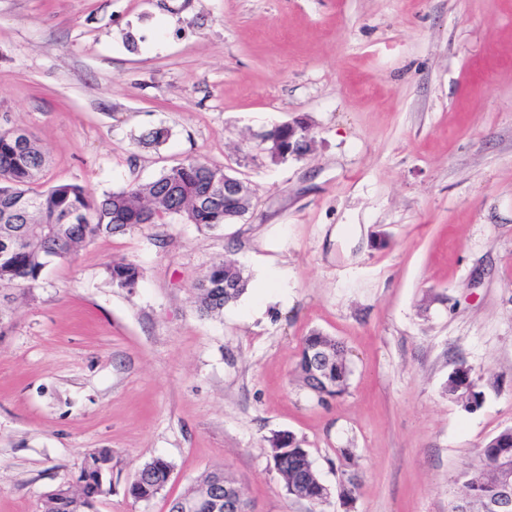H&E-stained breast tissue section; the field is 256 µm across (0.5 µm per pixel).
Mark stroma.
<instances>
[{
  "label": "stroma",
  "instance_id": "35a3bbf8",
  "mask_svg": "<svg viewBox=\"0 0 512 512\" xmlns=\"http://www.w3.org/2000/svg\"><path fill=\"white\" fill-rule=\"evenodd\" d=\"M299 118L310 149L273 162L262 133ZM17 127L49 158L44 188L99 199L199 158L253 199L215 230L99 237L13 303L0 512H41L98 448L113 470L96 512H168L216 467L250 512H449L512 428V0H0V129ZM225 258L249 286L200 315L193 289ZM120 260L137 287H113ZM313 330L351 369L326 405L296 372ZM460 365L473 413L446 391ZM282 432L330 491L318 507L285 491ZM155 457L167 487L134 501ZM113 287L135 288L141 277L139 266L131 261H116L108 267ZM448 395L457 396L467 393L463 409L472 413L478 410L483 402V394L477 390V385L470 377V372L462 365L457 366L448 375ZM172 470V464L160 457L143 463L129 482L127 494L135 501L153 499L167 485Z\"/></svg>",
  "mask_w": 512,
  "mask_h": 512
}]
</instances>
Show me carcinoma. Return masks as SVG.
Masks as SVG:
<instances>
[{
    "mask_svg": "<svg viewBox=\"0 0 512 512\" xmlns=\"http://www.w3.org/2000/svg\"><path fill=\"white\" fill-rule=\"evenodd\" d=\"M271 159H288V126H276L265 133ZM46 156L26 130L14 128L0 132V286L10 290L3 299L11 303L16 294L26 295L36 288L47 266L54 260L68 259L79 247L97 237L132 226L157 224L179 217L199 228L224 226V215L246 214L250 195L232 197L224 193V170L190 158L164 169L155 179L114 191L101 199L91 197L77 183H57L41 190L36 187L46 166ZM112 286L135 288L141 277L139 266L131 261H116L108 267ZM248 280L233 262L211 265L194 288L196 309L215 315L237 301L246 291ZM304 385L319 403L342 395L351 369L344 347L332 336L313 330L301 342L297 364ZM466 395L463 409L478 410L483 394L463 366L448 375V395ZM272 459L281 474L285 489L293 498L304 497L312 505L324 499L320 481L309 451L293 435L284 433L272 439ZM91 462L81 466L82 485L72 493L44 495L42 512H81L96 507L109 492L112 449L98 448ZM480 480L465 479L467 512H482L486 496L497 481V465H512V429H506L479 450ZM172 464L163 458L143 463L127 486L136 501L156 497L167 485ZM219 484L223 496L242 497L224 470L208 472L197 486Z\"/></svg>",
    "mask_w": 512,
    "mask_h": 512,
    "instance_id": "obj_1",
    "label": "carcinoma"
}]
</instances>
